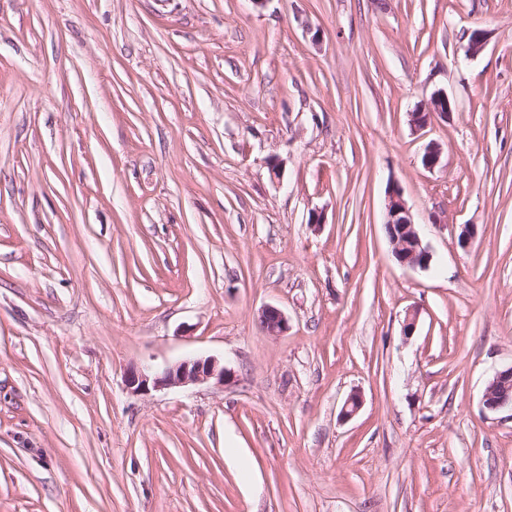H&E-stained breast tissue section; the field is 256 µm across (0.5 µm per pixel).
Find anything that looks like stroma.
Segmentation results:
<instances>
[{
  "label": "stroma",
  "instance_id": "stroma-1",
  "mask_svg": "<svg viewBox=\"0 0 512 512\" xmlns=\"http://www.w3.org/2000/svg\"><path fill=\"white\" fill-rule=\"evenodd\" d=\"M509 363L512 0H0V512H512ZM452 104L455 105L445 93H436L422 109L411 113L412 125L420 130L428 126L435 117L449 119L453 113ZM386 217L385 224L392 229L388 237L399 264L410 269L428 268L431 252L416 230V224L403 198V191L397 183L390 184L386 192ZM259 322L266 335L281 336L288 331V318L278 308L266 306L259 312ZM228 378L224 363L214 357L188 358L160 370L131 368L125 376V385L131 393L147 395L152 390L207 383L214 380L224 386ZM512 390V363L496 368L484 393V406L489 410L511 407L505 395ZM505 391V394H502Z\"/></svg>",
  "mask_w": 512,
  "mask_h": 512
}]
</instances>
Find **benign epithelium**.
<instances>
[{"label": "benign epithelium", "instance_id": "1", "mask_svg": "<svg viewBox=\"0 0 512 512\" xmlns=\"http://www.w3.org/2000/svg\"><path fill=\"white\" fill-rule=\"evenodd\" d=\"M486 33L482 29L470 32L464 52L474 56L482 51ZM453 101L443 92L435 94L423 108L411 113L415 129L428 126L432 119H448L453 113ZM441 148L428 143L422 155V164L433 169L440 163ZM386 224L392 229L389 239L394 247V256L399 264L410 269H426L430 265L431 252L423 244L403 198L401 187L392 183L386 192ZM259 322L268 336H281L288 331V318L278 308L266 306L259 312ZM228 378L226 370L214 357L188 358L168 365L160 370L131 368L125 376V385L131 393L147 395L153 390L207 383L211 380L222 385ZM512 390V364L494 370L492 379L484 393V406L489 410L509 407L505 393Z\"/></svg>", "mask_w": 512, "mask_h": 512}]
</instances>
